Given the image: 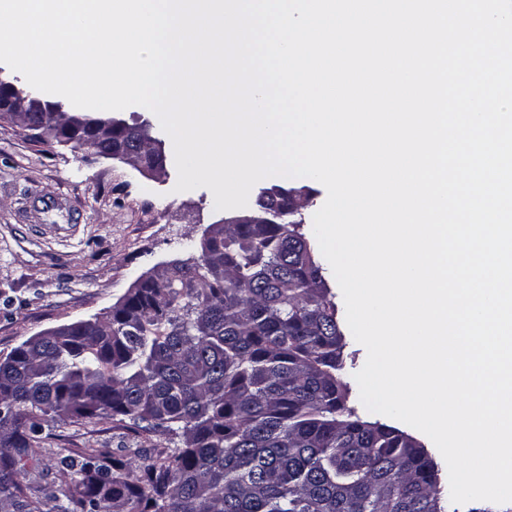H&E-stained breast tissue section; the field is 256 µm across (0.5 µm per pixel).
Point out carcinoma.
<instances>
[{
  "label": "carcinoma",
  "mask_w": 512,
  "mask_h": 512,
  "mask_svg": "<svg viewBox=\"0 0 512 512\" xmlns=\"http://www.w3.org/2000/svg\"><path fill=\"white\" fill-rule=\"evenodd\" d=\"M22 123L54 139L69 117ZM134 129L112 141L132 143ZM297 198L311 194L264 191L256 210L271 223L213 228L200 259L161 264L110 318L28 338L0 361V502L49 512L15 479L44 427L116 419L170 446L64 457L77 481L58 512H441L433 459L347 405L336 304Z\"/></svg>",
  "instance_id": "1"
}]
</instances>
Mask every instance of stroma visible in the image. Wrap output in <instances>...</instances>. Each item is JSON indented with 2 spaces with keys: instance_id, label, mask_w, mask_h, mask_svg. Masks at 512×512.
I'll return each instance as SVG.
<instances>
[{
  "instance_id": "obj_1",
  "label": "stroma",
  "mask_w": 512,
  "mask_h": 512,
  "mask_svg": "<svg viewBox=\"0 0 512 512\" xmlns=\"http://www.w3.org/2000/svg\"><path fill=\"white\" fill-rule=\"evenodd\" d=\"M118 116L130 124L149 122L169 158L165 176L153 178L77 144L43 141L17 123L0 121V358L29 337L106 312L152 268L200 256L209 225L229 216L216 210L207 188L176 191L173 143L152 111L134 105ZM345 343L349 406L361 420L387 423V416L368 411L360 400L355 375L365 364V347L350 334ZM405 432L437 464L444 512H512V502L453 504L442 455L419 430L409 426ZM167 445L162 436L138 434L113 420L52 427L16 479L37 489L51 507L64 503L74 486L63 457L85 448L116 453Z\"/></svg>"
}]
</instances>
